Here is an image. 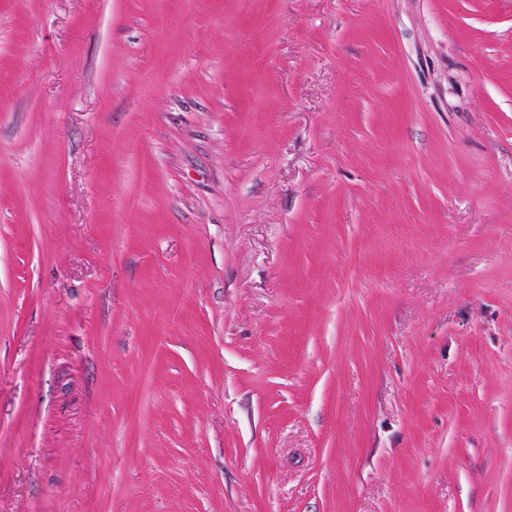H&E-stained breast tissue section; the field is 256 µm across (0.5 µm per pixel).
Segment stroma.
<instances>
[{
  "instance_id": "obj_1",
  "label": "stroma",
  "mask_w": 512,
  "mask_h": 512,
  "mask_svg": "<svg viewBox=\"0 0 512 512\" xmlns=\"http://www.w3.org/2000/svg\"><path fill=\"white\" fill-rule=\"evenodd\" d=\"M0 512H512V0H0Z\"/></svg>"
}]
</instances>
